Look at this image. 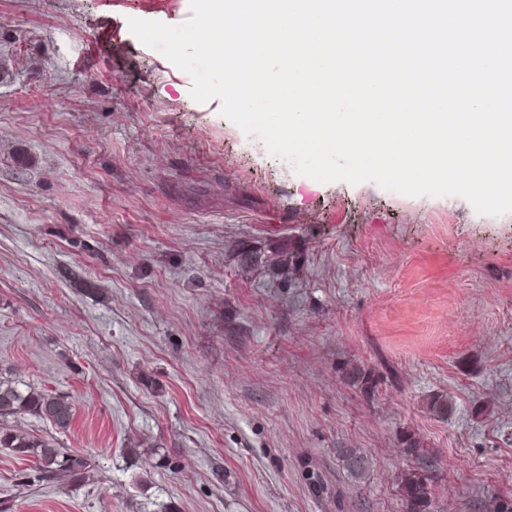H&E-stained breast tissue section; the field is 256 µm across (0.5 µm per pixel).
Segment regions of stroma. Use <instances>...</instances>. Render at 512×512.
Listing matches in <instances>:
<instances>
[{
    "label": "stroma",
    "instance_id": "obj_1",
    "mask_svg": "<svg viewBox=\"0 0 512 512\" xmlns=\"http://www.w3.org/2000/svg\"><path fill=\"white\" fill-rule=\"evenodd\" d=\"M189 10L0 0V382L73 409L6 424L92 462L0 448V512H407L408 433L512 501V213L295 173L129 29ZM0 447L11 448L18 454L33 456L42 481L49 482L60 472L67 473L73 480L84 478L90 471L91 460L83 455L72 454L48 439H38L14 429L0 426ZM340 461L343 468L355 478H362L368 469V459L356 448L338 449Z\"/></svg>",
    "mask_w": 512,
    "mask_h": 512
}]
</instances>
